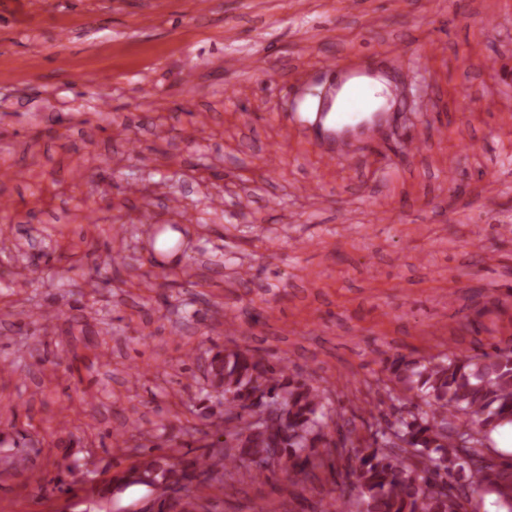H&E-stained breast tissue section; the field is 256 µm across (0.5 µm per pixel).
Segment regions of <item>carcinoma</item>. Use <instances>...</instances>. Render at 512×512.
Returning a JSON list of instances; mask_svg holds the SVG:
<instances>
[{
    "label": "carcinoma",
    "instance_id": "obj_1",
    "mask_svg": "<svg viewBox=\"0 0 512 512\" xmlns=\"http://www.w3.org/2000/svg\"><path fill=\"white\" fill-rule=\"evenodd\" d=\"M393 386L389 399L408 396L412 409L394 422L395 437L381 436L352 456L347 473L361 500L362 512H469L477 495H491L497 512H512V463L476 464L490 447L492 432L512 426V344L491 352L451 353L445 360H385ZM211 385L224 388V440L186 454H157L149 448L137 463L116 472L98 493L119 495L139 486L157 499L158 512H186L184 494L193 483L221 473L231 477L245 466L253 480L268 468L253 462L280 447L278 467L288 481L306 484L316 470L335 473L336 447L325 417V397L319 387L288 376L283 361H270L249 349L216 352L209 362ZM264 389L271 401L283 400L284 416L255 419L265 413L255 392ZM456 490L448 495L439 483ZM34 490L41 496L70 493L63 470L37 475Z\"/></svg>",
    "mask_w": 512,
    "mask_h": 512
}]
</instances>
